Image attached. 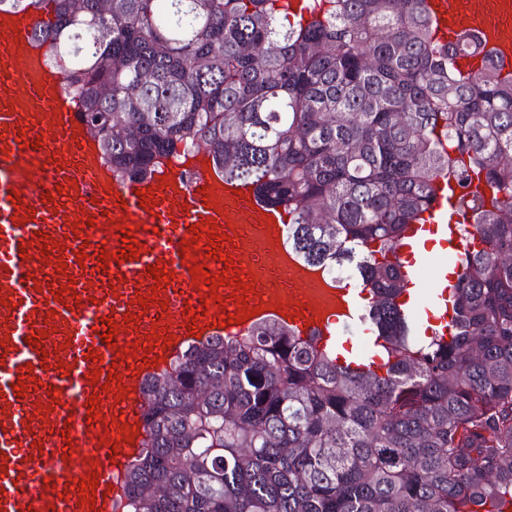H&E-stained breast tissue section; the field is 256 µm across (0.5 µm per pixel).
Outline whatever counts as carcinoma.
<instances>
[{
	"instance_id": "carcinoma-1",
	"label": "carcinoma",
	"mask_w": 512,
	"mask_h": 512,
	"mask_svg": "<svg viewBox=\"0 0 512 512\" xmlns=\"http://www.w3.org/2000/svg\"><path fill=\"white\" fill-rule=\"evenodd\" d=\"M34 38L103 155L137 178L203 147L292 214L293 249L369 286L380 363L276 320L213 337L147 383L127 512H505L512 505V78L479 33L431 38L424 0H51ZM452 175L465 249L448 335L403 320L395 249ZM161 483L160 497L145 494Z\"/></svg>"
}]
</instances>
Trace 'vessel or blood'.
Here are the masks:
<instances>
[{
	"instance_id": "b4317fda",
	"label": "vessel or blood",
	"mask_w": 512,
	"mask_h": 512,
	"mask_svg": "<svg viewBox=\"0 0 512 512\" xmlns=\"http://www.w3.org/2000/svg\"><path fill=\"white\" fill-rule=\"evenodd\" d=\"M433 36L454 41L465 29L478 31L482 51L503 75L512 76V0H425ZM50 4L36 10H0V512H114L125 497V476L147 437L143 387L160 358L174 359L197 337L243 336L254 320L235 325L234 283L210 290L193 281L191 264L210 274L232 258L244 283L253 284L249 307L261 317H285L298 335L325 345L336 339V320L355 322L361 312L353 285L314 292L289 265L279 235L289 217L284 207L259 198L254 186L227 182L204 149L182 161L160 164L151 176L119 181L79 116L77 99L46 47L32 39L50 25ZM33 162L28 180L20 164ZM149 189L153 203L140 204ZM20 203H13V196ZM215 224L225 239L223 260L207 257V232L191 225ZM467 220L448 213V196L406 224L396 258L403 279L399 298L409 314L433 308L448 313V285L461 269ZM132 227L138 259L110 261L101 252L121 249L122 228ZM55 245L45 248L43 235ZM429 235L440 236L449 270L422 291L409 257ZM196 249L183 252V242ZM85 253L77 262V253ZM65 272H57L58 261ZM172 271L155 287L150 266ZM66 293H57V286ZM218 300H211V293ZM148 298L149 306L138 304ZM209 306H202V299ZM118 333L102 335L109 323ZM196 333H189V324ZM172 336L168 347H150L149 335ZM41 335L39 345L27 343ZM132 357L119 358L122 349ZM99 380H92L93 371ZM119 374L124 399L105 392L108 373ZM99 396V423L87 420L89 399ZM134 427L133 442L119 440L121 425ZM96 473L94 505L81 503L79 483Z\"/></svg>"
}]
</instances>
